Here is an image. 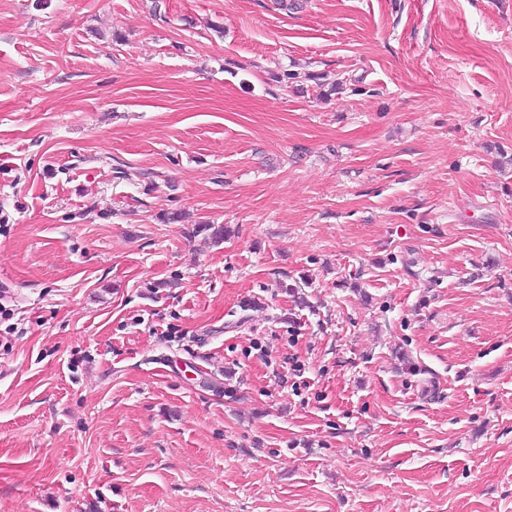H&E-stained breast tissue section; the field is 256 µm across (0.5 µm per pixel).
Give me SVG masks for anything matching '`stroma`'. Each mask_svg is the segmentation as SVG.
<instances>
[{
	"mask_svg": "<svg viewBox=\"0 0 512 512\" xmlns=\"http://www.w3.org/2000/svg\"><path fill=\"white\" fill-rule=\"evenodd\" d=\"M298 2L0 0V512H512V0Z\"/></svg>",
	"mask_w": 512,
	"mask_h": 512,
	"instance_id": "35a3bbf8",
	"label": "stroma"
}]
</instances>
